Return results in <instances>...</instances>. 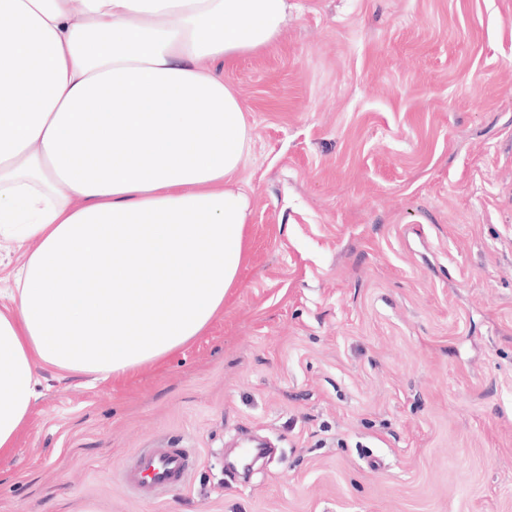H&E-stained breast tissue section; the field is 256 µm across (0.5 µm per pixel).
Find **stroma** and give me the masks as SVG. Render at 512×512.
Instances as JSON below:
<instances>
[{
    "instance_id": "obj_1",
    "label": "stroma",
    "mask_w": 512,
    "mask_h": 512,
    "mask_svg": "<svg viewBox=\"0 0 512 512\" xmlns=\"http://www.w3.org/2000/svg\"><path fill=\"white\" fill-rule=\"evenodd\" d=\"M288 3L224 71L252 142L223 310L120 377L39 368L0 512H512V0ZM155 446L195 468L147 500L122 471Z\"/></svg>"
}]
</instances>
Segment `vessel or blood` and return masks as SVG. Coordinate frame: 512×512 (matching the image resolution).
<instances>
[{
    "instance_id": "b4317fda",
    "label": "vessel or blood",
    "mask_w": 512,
    "mask_h": 512,
    "mask_svg": "<svg viewBox=\"0 0 512 512\" xmlns=\"http://www.w3.org/2000/svg\"><path fill=\"white\" fill-rule=\"evenodd\" d=\"M189 459L176 448H140L122 475L124 484L140 497L155 499L185 485Z\"/></svg>"
}]
</instances>
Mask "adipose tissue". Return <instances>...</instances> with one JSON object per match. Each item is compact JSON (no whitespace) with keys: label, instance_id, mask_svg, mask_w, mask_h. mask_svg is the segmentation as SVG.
<instances>
[{"label":"adipose tissue","instance_id":"1","mask_svg":"<svg viewBox=\"0 0 512 512\" xmlns=\"http://www.w3.org/2000/svg\"><path fill=\"white\" fill-rule=\"evenodd\" d=\"M288 0H0V458L40 366L123 375L201 336L247 256L246 107L221 70ZM25 261L24 251L19 249L14 243L0 239V277L1 288H10L12 279H5L9 271L14 270Z\"/></svg>","mask_w":512,"mask_h":512}]
</instances>
